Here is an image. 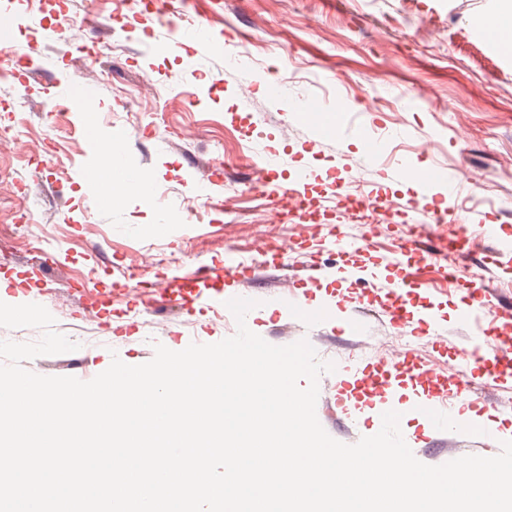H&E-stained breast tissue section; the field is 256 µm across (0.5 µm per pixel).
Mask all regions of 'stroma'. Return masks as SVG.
Segmentation results:
<instances>
[{"instance_id":"obj_1","label":"stroma","mask_w":512,"mask_h":512,"mask_svg":"<svg viewBox=\"0 0 512 512\" xmlns=\"http://www.w3.org/2000/svg\"><path fill=\"white\" fill-rule=\"evenodd\" d=\"M496 8V0H195L188 18L203 20L223 45L202 58L192 40L171 45L164 19L139 14L132 0H68V17L100 23L89 57L72 39L51 36L54 19L42 0H0V17L13 27L12 62L0 69V128L14 130L0 137V240L11 246L0 260V301L44 306L55 331L79 345L27 360L25 368L88 381L113 358L151 360L158 343L180 351L235 335L237 322L223 308L159 311L145 300L181 268H228L257 241H294V225L271 217L280 205L270 188L249 184L251 164L268 155L279 160L277 184L308 169L311 194L328 205L309 248L289 252L292 267L328 256L330 229L343 214L333 177L407 205L422 190L395 175L399 162L444 167L464 179L481 175L456 207L470 230L497 225L500 242L456 272L485 274L512 296V58L492 50L473 26ZM270 76L287 81L290 96L322 99L335 134L312 138L305 121L270 102L259 90ZM84 90L98 106L101 141L120 139L121 167L149 178L148 196L128 188L113 200V174L97 162L81 108L46 117L47 103ZM356 115L383 143L376 164L364 158ZM425 139L433 148L423 157L417 146ZM208 174L216 180L212 201L182 222L193 180ZM344 230L367 238L371 277L395 241L418 237L408 214L372 235L357 224ZM161 252L175 263L155 264ZM335 287L329 278L319 290L301 288L308 308L327 311L317 333L294 308H267L269 294L288 292L273 281L254 292L259 305L247 326L278 346L310 337L319 359L335 363L336 373L319 378L316 415L331 437L352 445L368 434L351 389L366 358L409 350L454 372L476 330L462 323L464 294L452 285L415 299L434 304L443 322L437 338L396 328L375 310L337 306ZM139 293L144 302L133 304ZM335 398L342 409L330 407ZM407 427L423 433L411 451L427 465L479 445L463 427L444 441L427 438L423 421Z\"/></svg>"}]
</instances>
